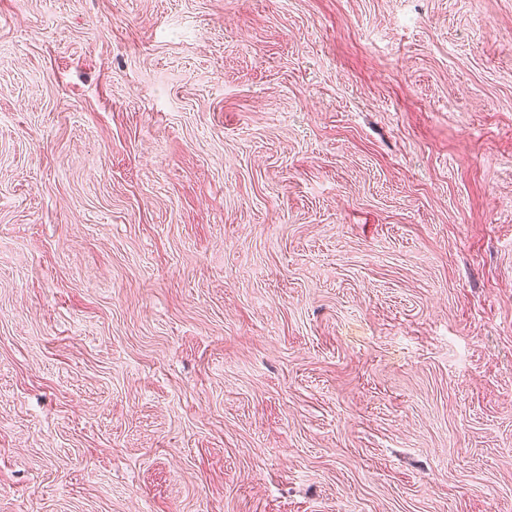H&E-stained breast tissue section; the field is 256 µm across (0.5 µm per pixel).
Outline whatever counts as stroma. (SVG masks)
Here are the masks:
<instances>
[{"label":"stroma","instance_id":"1","mask_svg":"<svg viewBox=\"0 0 512 512\" xmlns=\"http://www.w3.org/2000/svg\"><path fill=\"white\" fill-rule=\"evenodd\" d=\"M0 512H512V0H0Z\"/></svg>","mask_w":512,"mask_h":512}]
</instances>
